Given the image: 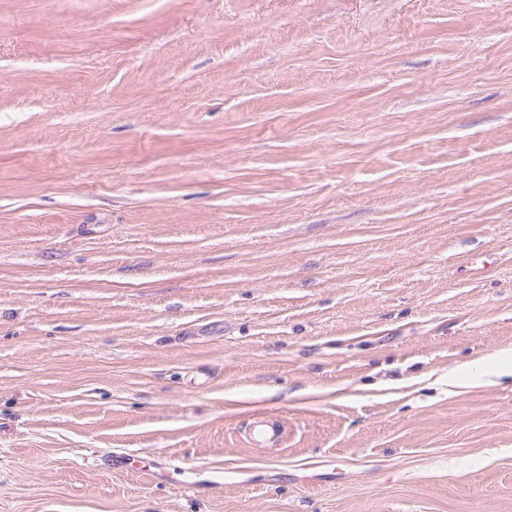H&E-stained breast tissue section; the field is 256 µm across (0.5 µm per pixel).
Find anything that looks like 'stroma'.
Listing matches in <instances>:
<instances>
[{
  "label": "stroma",
  "instance_id": "obj_1",
  "mask_svg": "<svg viewBox=\"0 0 512 512\" xmlns=\"http://www.w3.org/2000/svg\"><path fill=\"white\" fill-rule=\"evenodd\" d=\"M502 352L512 0H0V512H512Z\"/></svg>",
  "mask_w": 512,
  "mask_h": 512
}]
</instances>
